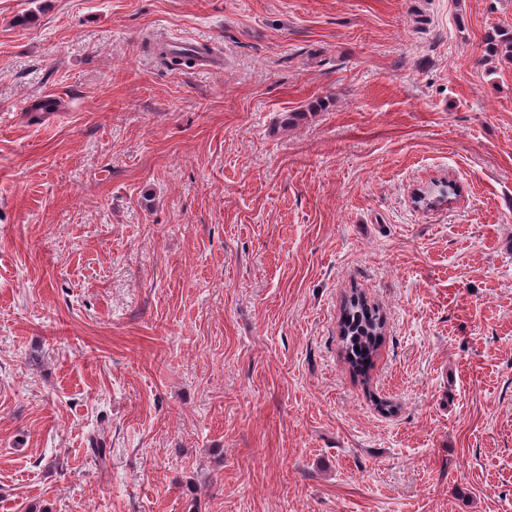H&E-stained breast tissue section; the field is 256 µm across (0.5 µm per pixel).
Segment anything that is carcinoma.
<instances>
[{
  "label": "carcinoma",
  "instance_id": "carcinoma-1",
  "mask_svg": "<svg viewBox=\"0 0 512 512\" xmlns=\"http://www.w3.org/2000/svg\"><path fill=\"white\" fill-rule=\"evenodd\" d=\"M159 55L173 66L191 67L208 53L202 45L187 52H173L162 44H157ZM489 55L501 56L512 61V30L498 28L487 38ZM384 323L379 311L363 302L351 300L342 310L339 321V334L342 338L345 359L354 370H361L360 361L372 358L383 338Z\"/></svg>",
  "mask_w": 512,
  "mask_h": 512
}]
</instances>
